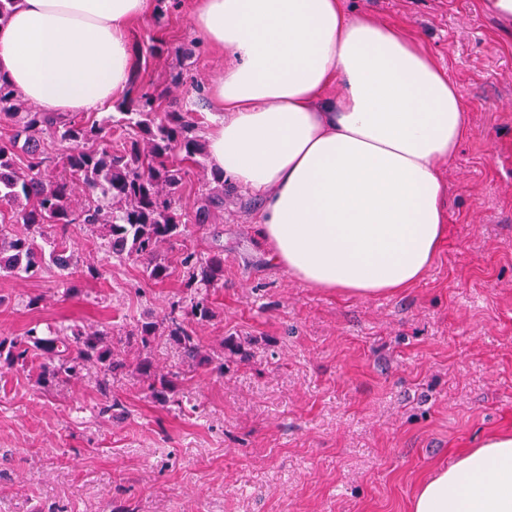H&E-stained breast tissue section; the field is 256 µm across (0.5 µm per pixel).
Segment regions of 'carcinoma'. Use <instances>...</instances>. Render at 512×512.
Returning <instances> with one entry per match:
<instances>
[{"instance_id":"1","label":"carcinoma","mask_w":512,"mask_h":512,"mask_svg":"<svg viewBox=\"0 0 512 512\" xmlns=\"http://www.w3.org/2000/svg\"><path fill=\"white\" fill-rule=\"evenodd\" d=\"M117 114L100 120L80 113L44 112L29 104L0 77V122L10 135L0 144V209H13L11 223L0 224V272L28 277L53 265L65 292L74 246L67 227L82 224L100 231V249L119 261H142L148 280L163 283L176 271L163 246L180 247L179 267L190 287L189 301H177L160 320L144 321L131 336L138 357L130 365L112 342V331L74 328L0 339V361L7 366L40 362L44 388L62 386L95 372L105 387L112 374L133 367L148 381L157 402H168L174 380L157 374L153 346L166 337L191 370L214 365L224 374V351L237 353L234 338L221 340V352L207 353L195 326L215 318L211 290L224 283V250L198 254L185 245L190 233L182 187L191 167L206 170V151L193 110L164 104L163 93L132 78ZM25 155L26 169L15 167L13 149ZM84 199L74 201L75 190ZM60 233L49 236L45 228Z\"/></svg>"}]
</instances>
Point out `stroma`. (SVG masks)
Here are the masks:
<instances>
[{
  "instance_id": "1",
  "label": "stroma",
  "mask_w": 512,
  "mask_h": 512,
  "mask_svg": "<svg viewBox=\"0 0 512 512\" xmlns=\"http://www.w3.org/2000/svg\"><path fill=\"white\" fill-rule=\"evenodd\" d=\"M192 4L165 0L129 40L139 83L193 109L203 136L224 57L193 32ZM342 4L420 41L465 100L473 134L440 169L448 232L424 278L371 299L309 287L273 263L260 198L225 185L223 215L187 244H223L217 316L196 332L210 351L236 337L242 353L176 381L163 405L131 370L107 397L91 377L46 392L35 368L0 367V512H410L437 469L512 433V33L484 0ZM69 234L73 295L52 267L0 276V336L37 323L124 337L189 296L182 273L153 283L97 251L96 233Z\"/></svg>"
}]
</instances>
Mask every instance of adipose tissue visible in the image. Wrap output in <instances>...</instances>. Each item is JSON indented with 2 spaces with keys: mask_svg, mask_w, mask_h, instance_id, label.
I'll use <instances>...</instances> for the list:
<instances>
[{
  "mask_svg": "<svg viewBox=\"0 0 512 512\" xmlns=\"http://www.w3.org/2000/svg\"><path fill=\"white\" fill-rule=\"evenodd\" d=\"M148 7L18 0L0 21V75L46 111H108L129 86V25ZM191 24L227 57L209 88V162L263 196L274 263L358 298L422 279L447 230L439 166L471 133L445 70L340 0H194ZM411 512H512V435L436 471Z\"/></svg>",
  "mask_w": 512,
  "mask_h": 512,
  "instance_id": "ef3b65f1",
  "label": "adipose tissue"
}]
</instances>
